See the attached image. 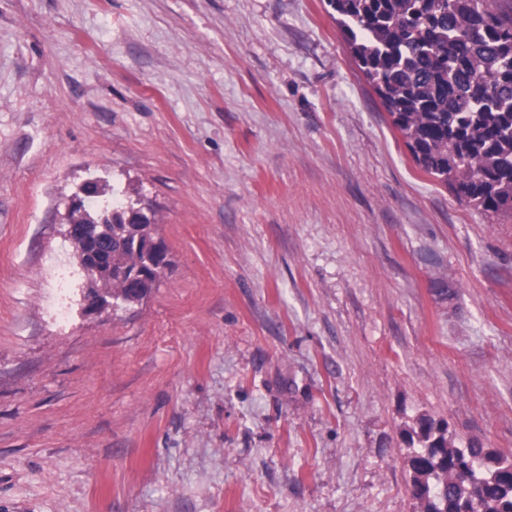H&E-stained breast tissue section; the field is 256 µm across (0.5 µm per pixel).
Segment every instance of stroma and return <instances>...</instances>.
<instances>
[{
  "mask_svg": "<svg viewBox=\"0 0 512 512\" xmlns=\"http://www.w3.org/2000/svg\"><path fill=\"white\" fill-rule=\"evenodd\" d=\"M328 0H0V512H420L512 456V211L416 163ZM171 266L85 310L67 196ZM442 432L426 417L414 430L422 446L412 454L421 457L409 466L421 512H512V460L475 441L455 447Z\"/></svg>",
  "mask_w": 512,
  "mask_h": 512,
  "instance_id": "35a3bbf8",
  "label": "stroma"
}]
</instances>
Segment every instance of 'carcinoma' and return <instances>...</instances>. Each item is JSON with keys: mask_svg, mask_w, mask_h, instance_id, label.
<instances>
[{"mask_svg": "<svg viewBox=\"0 0 512 512\" xmlns=\"http://www.w3.org/2000/svg\"><path fill=\"white\" fill-rule=\"evenodd\" d=\"M416 163L483 211L512 210V0H329ZM143 260L123 216L112 264ZM410 462L421 512H512V460L448 442L422 417Z\"/></svg>", "mask_w": 512, "mask_h": 512, "instance_id": "carcinoma-1", "label": "carcinoma"}]
</instances>
